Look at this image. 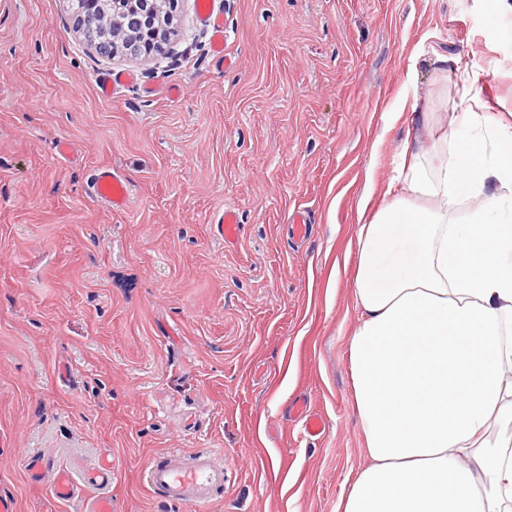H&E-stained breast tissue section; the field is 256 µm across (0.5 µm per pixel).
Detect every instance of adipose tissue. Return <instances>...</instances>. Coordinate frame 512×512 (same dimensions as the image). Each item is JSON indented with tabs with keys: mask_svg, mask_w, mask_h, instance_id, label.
Segmentation results:
<instances>
[{
	"mask_svg": "<svg viewBox=\"0 0 512 512\" xmlns=\"http://www.w3.org/2000/svg\"><path fill=\"white\" fill-rule=\"evenodd\" d=\"M433 139L412 106L404 188L357 236L353 409L367 462L337 512H512V126ZM473 208L461 211L465 201Z\"/></svg>",
	"mask_w": 512,
	"mask_h": 512,
	"instance_id": "1",
	"label": "adipose tissue"
}]
</instances>
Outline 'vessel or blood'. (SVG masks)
I'll return each instance as SVG.
<instances>
[{
    "label": "vessel or blood",
    "mask_w": 512,
    "mask_h": 512,
    "mask_svg": "<svg viewBox=\"0 0 512 512\" xmlns=\"http://www.w3.org/2000/svg\"><path fill=\"white\" fill-rule=\"evenodd\" d=\"M201 18L212 30V53L216 58L224 56V20L214 14L209 0H202ZM91 192L93 196L112 209H124L128 201V187L125 178L116 170L101 169L95 174ZM216 231L225 243H235L238 232V216L235 210L225 209L215 218ZM291 412L303 423L307 435H321L325 423L321 414L312 410L307 402L299 401ZM29 481L42 482L50 479V495L44 512H56L59 504L74 499L77 484L68 466L48 463L44 457L33 455L25 462ZM143 475L150 488L159 491L171 502L202 508L210 503L213 495L224 488L226 474L224 465L210 451L194 454L186 464H176L163 456L149 458L143 466ZM112 461L101 457L84 474L85 484L94 487V494L83 500V512H120L109 491L112 483Z\"/></svg>",
    "instance_id": "obj_1"
}]
</instances>
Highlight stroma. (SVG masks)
<instances>
[{
  "label": "stroma",
  "mask_w": 512,
  "mask_h": 512,
  "mask_svg": "<svg viewBox=\"0 0 512 512\" xmlns=\"http://www.w3.org/2000/svg\"><path fill=\"white\" fill-rule=\"evenodd\" d=\"M198 3L178 0L164 52L132 58L97 54L71 0H0V496L19 512L50 492L26 477L34 450L78 470L111 454L123 512H195L142 469L200 449L228 474L206 512H336L367 461L357 234L403 186L411 106L452 135L466 110L512 118L497 0H214L220 67ZM102 73L135 80L106 100ZM102 168L127 180L125 209L92 197ZM300 399L321 437L290 416ZM238 223V216L233 209H224V212L216 216L214 220L216 231L224 239L225 244H233L237 240L240 228Z\"/></svg>",
  "instance_id": "stroma-1"
}]
</instances>
